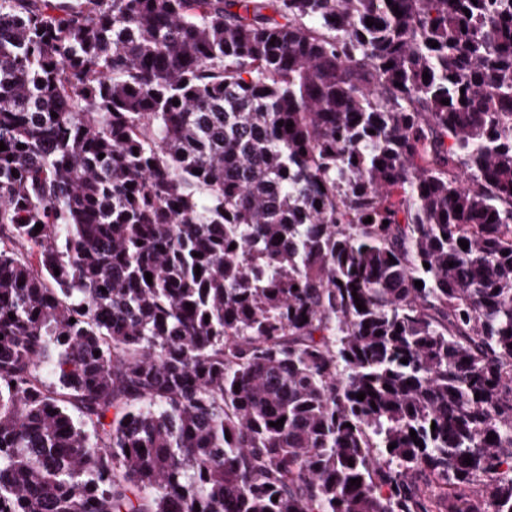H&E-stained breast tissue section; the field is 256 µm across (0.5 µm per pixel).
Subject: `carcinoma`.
<instances>
[{"mask_svg":"<svg viewBox=\"0 0 512 512\" xmlns=\"http://www.w3.org/2000/svg\"><path fill=\"white\" fill-rule=\"evenodd\" d=\"M0 141V512H512V0H0Z\"/></svg>","mask_w":512,"mask_h":512,"instance_id":"carcinoma-1","label":"carcinoma"}]
</instances>
